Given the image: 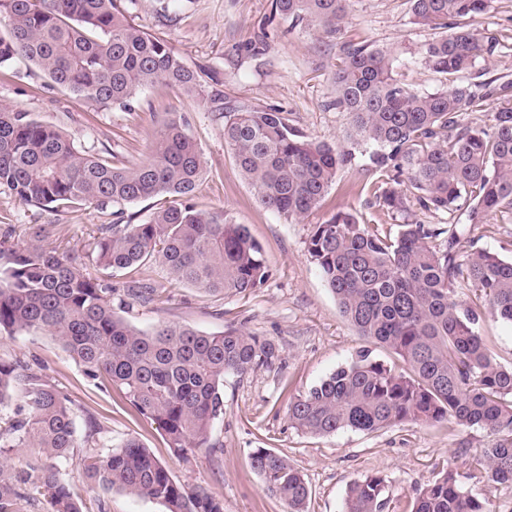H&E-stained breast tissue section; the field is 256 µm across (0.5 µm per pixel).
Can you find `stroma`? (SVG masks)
Instances as JSON below:
<instances>
[{
  "instance_id": "35a3bbf8",
  "label": "stroma",
  "mask_w": 512,
  "mask_h": 512,
  "mask_svg": "<svg viewBox=\"0 0 512 512\" xmlns=\"http://www.w3.org/2000/svg\"><path fill=\"white\" fill-rule=\"evenodd\" d=\"M121 8L140 28L164 40L197 72L206 96L186 95L158 81L143 88L131 108H105L54 84L27 61L0 70V106L31 113L43 124L68 134L79 147L113 154L136 163L148 157L153 134L170 118L184 123L201 149L206 173L194 196L197 208L226 210L246 225L262 249L267 282L253 293H208L176 282L166 268L149 262L113 271L112 306L118 317L148 331L158 323L219 335L237 328L269 339L282 361L272 370L224 377V414L214 423L210 447L173 456L156 425L141 416L123 393L86 378L82 367L52 336L19 332L0 335V360H20L68 396L77 432L88 419L101 426L106 447L138 438L165 462L173 477L190 487L207 489L224 503V512H288L253 469V449L288 456L310 489L306 512H343L349 484L377 475L385 480V512H411L418 490L445 471H454L463 486L487 499L491 512H512V484L488 482L480 466L491 439L478 427L453 423L404 422L366 434L341 430L328 436L297 431L288 420L291 402L338 366L350 361L365 340L340 311L334 295L307 252L315 224L338 207L356 212L366 224L382 230L419 221L448 224L445 213L410 204L388 213L375 203L371 179L360 167L342 170L317 209L290 220L260 205L253 187L238 173L224 146V122L211 109L209 92L233 100L282 109L291 126L308 138L350 148V119L331 108L332 78L344 43L365 41L390 50L398 71L415 91L447 89L444 75L425 68L417 55L432 39L430 29L412 22L411 0H350L340 33L329 34L291 20L270 19L271 0H120ZM473 28L505 35V47L482 67L488 76H512V7L493 5L476 17ZM266 33V51L252 57L244 45ZM104 218L90 207L65 212L22 205L0 188V237L25 244L33 226H42L45 248L66 249L81 259L91 276L100 273L88 247L95 225ZM475 247L512 259V224L495 217L471 227ZM142 281L156 290L148 305L126 298L123 290ZM77 497L104 498L108 512H167L157 501L92 487L77 467H69Z\"/></svg>"
}]
</instances>
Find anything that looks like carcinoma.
Listing matches in <instances>:
<instances>
[{
    "label": "carcinoma",
    "instance_id": "1",
    "mask_svg": "<svg viewBox=\"0 0 512 512\" xmlns=\"http://www.w3.org/2000/svg\"><path fill=\"white\" fill-rule=\"evenodd\" d=\"M413 24L439 31L420 62L449 77L482 76L479 65L504 47L469 20L493 0H411ZM350 0H273L280 16L338 31ZM33 63L51 81L102 107L128 108L158 80L202 93L198 76L165 41L131 23L117 0H0V68ZM331 106L350 118L352 145L377 174L373 196L391 212L406 209L398 190L430 212L488 215L512 222V80L457 84L422 94L404 83L395 57L368 43L347 44L334 73ZM497 101L491 131L465 126L463 112ZM224 119V144L260 203L289 219L316 209L355 152L315 142L294 130L284 112L210 94ZM206 171L202 152L177 119L155 134L149 156L116 163L77 149L63 132L30 113L0 107V187L39 209L94 207L112 216L90 236L104 270L150 261L204 291L245 293L268 278L260 246L228 212L192 203ZM171 198L142 224L124 221L122 206ZM465 228L397 224L381 233L339 207L314 225L307 251L358 335L389 349V364L366 348L297 397L292 427L315 435L350 429L373 433L414 421L477 425L492 442L481 461L488 480L512 484V367L498 364L479 328L484 310L512 323V260L485 249L461 256ZM0 241V332L55 337L85 375L124 392L157 425L173 454L210 447L224 414V375L281 364L279 349L239 329L221 335L160 324L142 331L112 310L113 288L90 276L65 251ZM441 240L437 246L436 240ZM477 290L456 296L457 285ZM23 404L5 412L15 390ZM91 422L79 439L71 402L20 362L0 361V512H107L83 509L63 466L78 463L104 490L163 503L168 512H224L207 490L176 481L139 439L104 451ZM83 449L82 454L75 449ZM251 463L288 512H304L309 488L284 455L256 448ZM384 478L348 488L344 512H385ZM412 512H486L451 472L416 494Z\"/></svg>",
    "mask_w": 512,
    "mask_h": 512
}]
</instances>
